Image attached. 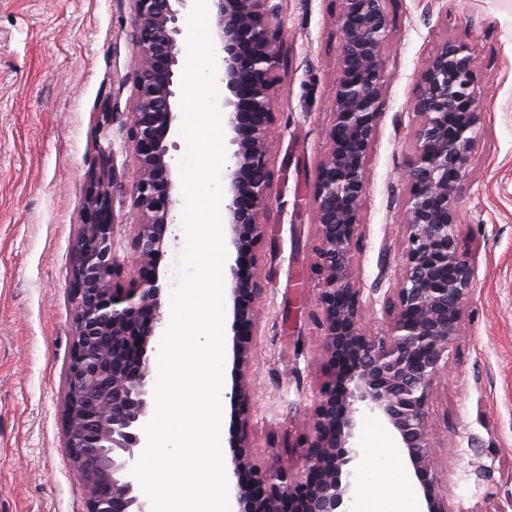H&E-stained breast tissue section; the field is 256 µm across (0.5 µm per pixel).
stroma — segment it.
<instances>
[{
  "mask_svg": "<svg viewBox=\"0 0 512 512\" xmlns=\"http://www.w3.org/2000/svg\"><path fill=\"white\" fill-rule=\"evenodd\" d=\"M282 90L271 149L273 187L258 265L269 290L252 348L248 430L255 464L297 468L323 373L313 324L311 184L326 150L339 0H280ZM383 117L371 152L356 254L367 327L387 320L402 246L400 173L409 106L438 41L474 50L482 77L478 142L460 200L474 291L448 374L431 405L433 455L453 512L512 507V0H387ZM132 0H0V512H86L64 437L63 372L70 349L72 247L85 176L97 156V105L115 72L132 69ZM353 512L370 498L414 492L393 471L394 441L363 419Z\"/></svg>",
  "mask_w": 512,
  "mask_h": 512,
  "instance_id": "1",
  "label": "stroma"
}]
</instances>
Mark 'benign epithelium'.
I'll return each mask as SVG.
<instances>
[{
  "mask_svg": "<svg viewBox=\"0 0 512 512\" xmlns=\"http://www.w3.org/2000/svg\"><path fill=\"white\" fill-rule=\"evenodd\" d=\"M137 56L98 106L97 159L84 185L69 293L72 343L64 369L67 452L87 489L86 512H150L131 474L154 397L149 344L165 325V251L177 205L168 141L176 120V67L184 48L180 17L192 0H132ZM224 83L225 306L232 317L234 377L224 399L241 426L228 468L230 512H350L368 415L394 434L422 489L420 512H452L432 456L429 412L435 386L461 336L474 286V257L458 233L459 200L478 141L481 76L472 48L441 41L428 53L411 101L412 149L402 180L405 244L397 287L386 298L381 333L366 330L355 287V250L368 189V158L382 118L385 0H341V53L334 77L328 149L311 185L318 236L314 318L325 380L314 394L310 440L294 470L259 468L250 457L252 342L267 281L257 265L266 237L283 25L279 0H208ZM132 84L128 110L118 99ZM133 160L126 190L118 151ZM132 211L135 222L120 217Z\"/></svg>",
  "mask_w": 512,
  "mask_h": 512,
  "instance_id": "1",
  "label": "benign epithelium"
}]
</instances>
